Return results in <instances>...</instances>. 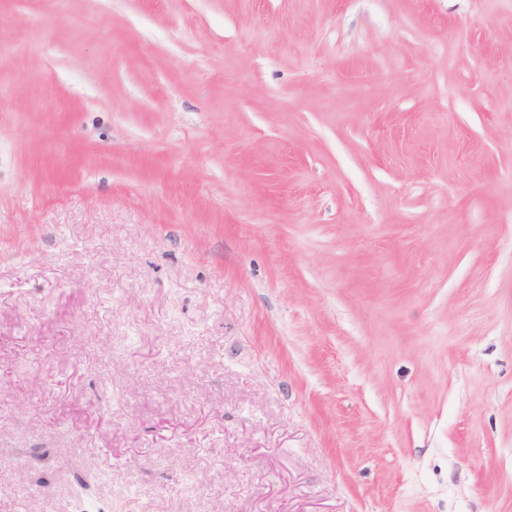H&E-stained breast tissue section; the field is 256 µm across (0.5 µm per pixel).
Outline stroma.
<instances>
[{
    "label": "stroma",
    "instance_id": "1",
    "mask_svg": "<svg viewBox=\"0 0 512 512\" xmlns=\"http://www.w3.org/2000/svg\"><path fill=\"white\" fill-rule=\"evenodd\" d=\"M4 369L0 512H512V0H0Z\"/></svg>",
    "mask_w": 512,
    "mask_h": 512
}]
</instances>
